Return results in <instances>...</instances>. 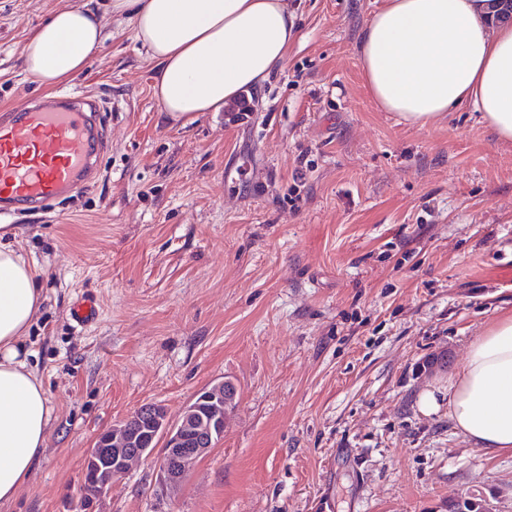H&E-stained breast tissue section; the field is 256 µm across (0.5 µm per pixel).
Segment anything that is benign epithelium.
Returning a JSON list of instances; mask_svg holds the SVG:
<instances>
[{
  "label": "benign epithelium",
  "instance_id": "obj_1",
  "mask_svg": "<svg viewBox=\"0 0 512 512\" xmlns=\"http://www.w3.org/2000/svg\"><path fill=\"white\" fill-rule=\"evenodd\" d=\"M233 383L211 384L196 394L175 420L156 404L146 403L134 413L154 430L156 443L162 448H139L137 439L127 435L123 424L107 432L104 440L88 450L84 470L91 471L82 480L76 512H97V506L108 495L112 482L126 476L137 464L153 462L157 467L161 490L181 485L193 465L211 449L218 436L224 435V386ZM198 437L199 447L186 448L187 430ZM451 512H494L486 497L459 496L450 505Z\"/></svg>",
  "mask_w": 512,
  "mask_h": 512
}]
</instances>
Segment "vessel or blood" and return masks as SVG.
<instances>
[{
	"mask_svg": "<svg viewBox=\"0 0 512 512\" xmlns=\"http://www.w3.org/2000/svg\"><path fill=\"white\" fill-rule=\"evenodd\" d=\"M106 149L102 109L78 95L32 98L0 118V217L45 209L91 183Z\"/></svg>",
	"mask_w": 512,
	"mask_h": 512,
	"instance_id": "b4317fda",
	"label": "vessel or blood"
}]
</instances>
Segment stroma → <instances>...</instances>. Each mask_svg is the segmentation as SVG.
Instances as JSON below:
<instances>
[{"label":"stroma","instance_id":"stroma-1","mask_svg":"<svg viewBox=\"0 0 512 512\" xmlns=\"http://www.w3.org/2000/svg\"><path fill=\"white\" fill-rule=\"evenodd\" d=\"M84 2L0 0V114L45 94L20 63L28 31ZM92 2L105 41L58 91L103 108L100 173L0 228L39 275L22 343L54 407L0 512H74L100 434L222 380L236 406L180 489L144 463L99 512H448L468 492L512 512V455L420 408L512 312V142L469 108L425 129L378 108L357 49L378 0H287L285 66L173 123L130 21ZM87 298L99 317L80 327Z\"/></svg>","mask_w":512,"mask_h":512}]
</instances>
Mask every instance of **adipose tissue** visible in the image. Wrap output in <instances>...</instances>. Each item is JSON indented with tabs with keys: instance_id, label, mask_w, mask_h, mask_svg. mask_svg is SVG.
I'll return each instance as SVG.
<instances>
[{
	"instance_id": "1",
	"label": "adipose tissue",
	"mask_w": 512,
	"mask_h": 512,
	"mask_svg": "<svg viewBox=\"0 0 512 512\" xmlns=\"http://www.w3.org/2000/svg\"><path fill=\"white\" fill-rule=\"evenodd\" d=\"M129 18L154 64V95L169 120L217 112L281 68L297 24L286 0H108ZM499 0H383L358 51L364 84L386 112L429 127L463 107L512 141V21ZM102 44L89 6L57 9L21 49L28 74L55 86ZM42 301L35 270L0 244V505L16 498L43 452L54 408L21 339ZM448 416L489 456L512 454V315L470 342L448 378Z\"/></svg>"
}]
</instances>
